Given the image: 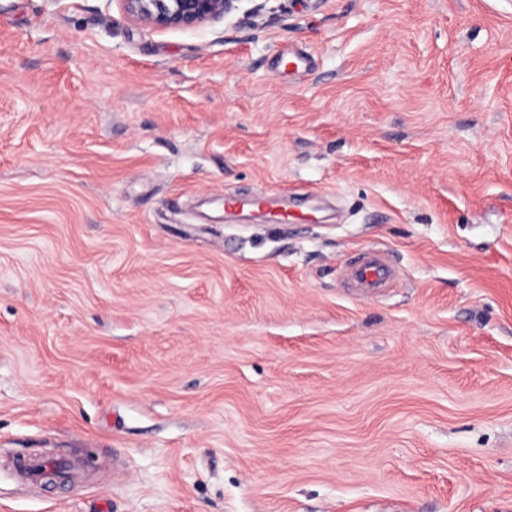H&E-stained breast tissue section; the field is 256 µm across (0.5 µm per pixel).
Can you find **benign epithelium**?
Segmentation results:
<instances>
[{"label":"benign epithelium","instance_id":"benign-epithelium-1","mask_svg":"<svg viewBox=\"0 0 512 512\" xmlns=\"http://www.w3.org/2000/svg\"><path fill=\"white\" fill-rule=\"evenodd\" d=\"M125 16L156 29L195 30L226 18L243 0H120Z\"/></svg>","mask_w":512,"mask_h":512}]
</instances>
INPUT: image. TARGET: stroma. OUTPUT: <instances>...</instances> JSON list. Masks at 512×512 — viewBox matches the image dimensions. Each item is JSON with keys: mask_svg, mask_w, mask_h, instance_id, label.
Masks as SVG:
<instances>
[{"mask_svg": "<svg viewBox=\"0 0 512 512\" xmlns=\"http://www.w3.org/2000/svg\"><path fill=\"white\" fill-rule=\"evenodd\" d=\"M266 192L311 220L225 217ZM35 452L88 476L0 468V512H512V0H0V460ZM269 1L272 0H119L129 20L162 30L198 29L208 22L226 19L239 9L241 2H254L247 12L258 17ZM392 273L390 264L384 259L365 262L355 270L359 288H373L387 282Z\"/></svg>", "mask_w": 512, "mask_h": 512, "instance_id": "1", "label": "stroma"}]
</instances>
